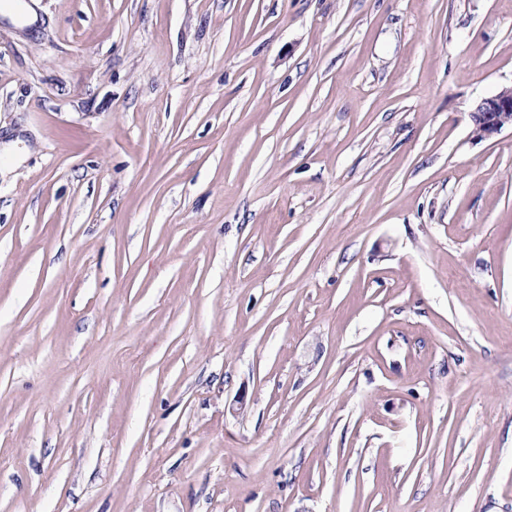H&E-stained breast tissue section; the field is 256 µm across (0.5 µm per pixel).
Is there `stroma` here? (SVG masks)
<instances>
[{
	"mask_svg": "<svg viewBox=\"0 0 512 512\" xmlns=\"http://www.w3.org/2000/svg\"><path fill=\"white\" fill-rule=\"evenodd\" d=\"M0 16V512H512V0ZM473 132L477 137H491L506 127L512 129V86L483 99L471 112Z\"/></svg>",
	"mask_w": 512,
	"mask_h": 512,
	"instance_id": "obj_1",
	"label": "stroma"
}]
</instances>
